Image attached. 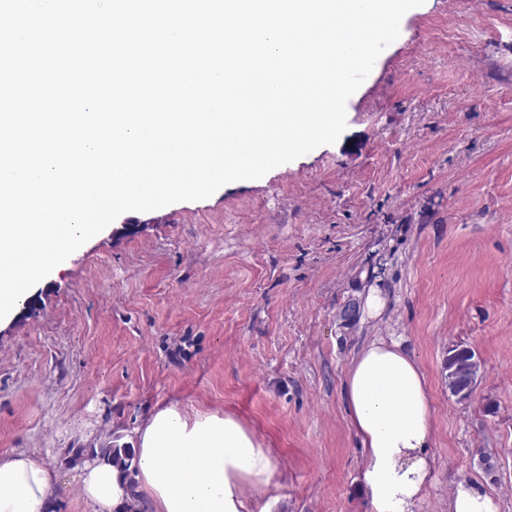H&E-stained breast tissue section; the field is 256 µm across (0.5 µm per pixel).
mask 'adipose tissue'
I'll return each instance as SVG.
<instances>
[{
  "instance_id": "1",
  "label": "adipose tissue",
  "mask_w": 512,
  "mask_h": 512,
  "mask_svg": "<svg viewBox=\"0 0 512 512\" xmlns=\"http://www.w3.org/2000/svg\"><path fill=\"white\" fill-rule=\"evenodd\" d=\"M350 425L363 449L361 480L372 512H414L432 473L433 416L425 376L400 342L375 339L345 381ZM134 482L106 461L76 470L90 512H255L279 474L268 448L232 414L156 411L131 439ZM56 467L37 452H0V512H52Z\"/></svg>"
}]
</instances>
